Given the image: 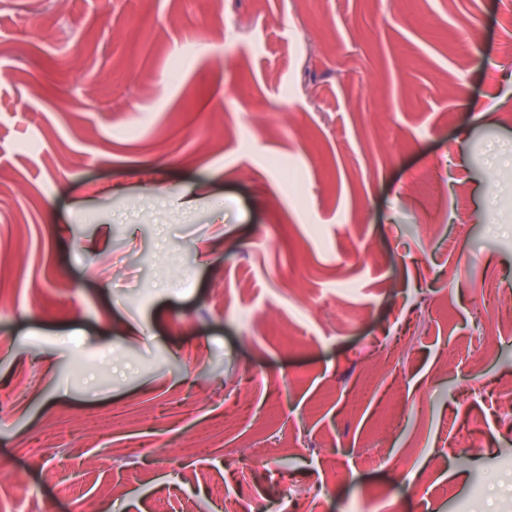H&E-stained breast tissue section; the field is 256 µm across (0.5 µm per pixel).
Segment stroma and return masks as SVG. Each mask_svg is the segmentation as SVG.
Listing matches in <instances>:
<instances>
[{"label":"stroma","mask_w":512,"mask_h":512,"mask_svg":"<svg viewBox=\"0 0 512 512\" xmlns=\"http://www.w3.org/2000/svg\"><path fill=\"white\" fill-rule=\"evenodd\" d=\"M294 2L0 0V512H512V0Z\"/></svg>","instance_id":"stroma-1"}]
</instances>
